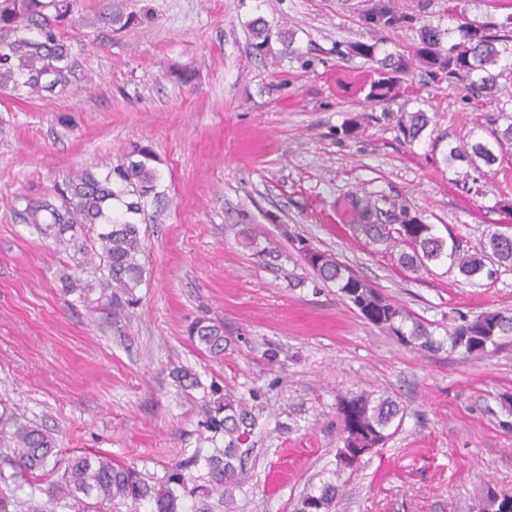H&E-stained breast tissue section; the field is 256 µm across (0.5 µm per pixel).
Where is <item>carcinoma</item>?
Wrapping results in <instances>:
<instances>
[{
	"label": "carcinoma",
	"instance_id": "1",
	"mask_svg": "<svg viewBox=\"0 0 512 512\" xmlns=\"http://www.w3.org/2000/svg\"><path fill=\"white\" fill-rule=\"evenodd\" d=\"M76 0H0V92L39 97L69 83L70 49L65 27L71 22ZM431 0H416L410 11H397L384 0H375L361 9L359 21L381 31H409L415 35L413 56L423 63L426 75L436 83L452 87L465 83L472 97L486 96L496 112L486 119L489 137H476L453 146L443 157L452 167L466 163L480 169L501 163L512 146V99L497 96L499 81L512 77V22H484L455 16L457 25L441 28L426 22ZM336 56L358 57L370 65L375 78L363 86L366 97L377 103H390L401 92L411 68L410 58L400 53L379 56L376 43L362 41L336 44ZM430 122L424 112H414L399 121L405 141H416ZM155 152L137 146L124 161L104 173L81 169L68 174L56 187L57 201L26 203L21 218L36 225L56 246L73 251L71 270L61 275L63 290L89 299L92 285L88 274L101 278L112 289V313L134 308L136 289L144 281L139 261L141 238L135 215L151 197L159 195ZM355 220L364 236L375 245L399 238L410 251L399 256L401 266L413 271H429L430 264L448 260L468 279L497 277L499 268L512 269V236L493 231L480 248L470 251L456 242L446 243L433 234V225L411 212L404 203L385 194L359 200ZM305 263L317 279L336 284L340 296L352 303L375 326L393 334L406 346L438 351L444 343L434 337L427 325L410 319L403 309L385 297L367 280L346 269L336 257L321 250L303 252ZM411 325H406V322ZM189 340L212 357H222L231 346L224 335V323L206 314L197 316L184 330ZM512 336V313L483 312L464 319L448 336L450 348L470 357L496 351L500 341ZM176 382L184 390H203L204 419L201 427L209 433L213 453L189 457L167 468L164 476L149 482L135 465L103 453H83L68 459L63 472L48 468L56 455L52 434L34 424L20 423L11 436L14 472L0 474V512H22L15 495L21 482L35 479L48 498V506L35 512H112L121 504L136 508L143 502L151 512H183L185 497H208L214 493L231 502L232 490L239 483V449L257 426L255 405L238 398L215 381L205 386L189 369L176 371ZM341 442L345 448H379L389 439L388 430L403 418L404 411L385 394L373 397L362 393L340 400ZM339 486L325 484L319 493L303 498L297 512H331ZM482 512H512V495L486 487Z\"/></svg>",
	"mask_w": 512,
	"mask_h": 512
}]
</instances>
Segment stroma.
<instances>
[{
	"mask_svg": "<svg viewBox=\"0 0 512 512\" xmlns=\"http://www.w3.org/2000/svg\"><path fill=\"white\" fill-rule=\"evenodd\" d=\"M77 2L67 91L0 93V448L16 422L33 421L54 433L59 461L103 452L162 477L209 450L201 394L173 377L189 366L236 394L257 391L266 407L226 512H294L336 482L337 403L364 392L389 394L404 416L340 483L335 512H480L486 486L512 494V341L480 357L404 346L299 253L304 240L335 254L441 340L461 316L512 309V271L468 280L443 262L413 273L398 263L407 244H371L350 208L354 197L400 198L472 250L512 224L496 207L512 199V159L478 196L462 188L466 165L442 161L490 105L429 81L416 60L404 96L367 99L369 66L337 58L336 43L405 53L412 36L366 28L362 0ZM417 111L430 123L409 143L397 122ZM137 145L158 155L163 196L139 225L140 302L115 315L102 287L85 302L64 293L70 252L19 213L68 173L117 165ZM248 234L277 259L256 258ZM204 313L232 339L223 358L184 334Z\"/></svg>",
	"mask_w": 512,
	"mask_h": 512,
	"instance_id": "stroma-1",
	"label": "stroma"
}]
</instances>
